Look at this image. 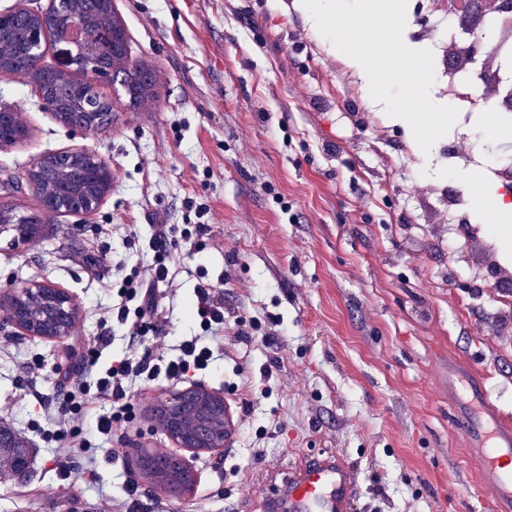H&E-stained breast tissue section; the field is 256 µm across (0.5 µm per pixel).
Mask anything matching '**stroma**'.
<instances>
[{
    "instance_id": "stroma-1",
    "label": "stroma",
    "mask_w": 512,
    "mask_h": 512,
    "mask_svg": "<svg viewBox=\"0 0 512 512\" xmlns=\"http://www.w3.org/2000/svg\"><path fill=\"white\" fill-rule=\"evenodd\" d=\"M112 2L136 58L161 75L156 105L128 111L120 84L101 85L115 120L86 134L59 124L23 77H0V105L32 132L0 148V188L16 203L32 204L25 172L50 150H86L113 175L91 219L49 216L26 243L0 231V293L51 284L78 309L64 339L26 335L0 315V424L33 450L27 472L0 473V512H102L109 497L121 512H288L272 501L292 466L327 454L355 474L352 512H491L476 443L448 416L466 406V376L512 416V333L493 273L463 257L493 218L451 241L418 204L434 187L461 189L470 115L421 156L296 0ZM159 222L209 227L195 254L172 249L173 285L158 296L177 341L200 331L195 287H221L229 344L201 382L228 398L236 435L223 464L196 460L192 492L159 491L130 457L178 451L154 418L176 388L161 380L135 388L131 418L106 442L117 459L92 478L76 468L60 487L35 396L78 380L99 337L100 368L125 352L112 304L132 267L151 261ZM240 317L255 325L243 343ZM129 475L135 502L121 491Z\"/></svg>"
}]
</instances>
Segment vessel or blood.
<instances>
[{
	"label": "vessel or blood",
	"instance_id": "1",
	"mask_svg": "<svg viewBox=\"0 0 512 512\" xmlns=\"http://www.w3.org/2000/svg\"><path fill=\"white\" fill-rule=\"evenodd\" d=\"M453 430L479 442L484 483L496 499L512 501V423L503 414L485 419L466 412L452 415ZM357 482L341 460L328 456L311 464H297L288 476L290 512H351Z\"/></svg>",
	"mask_w": 512,
	"mask_h": 512
}]
</instances>
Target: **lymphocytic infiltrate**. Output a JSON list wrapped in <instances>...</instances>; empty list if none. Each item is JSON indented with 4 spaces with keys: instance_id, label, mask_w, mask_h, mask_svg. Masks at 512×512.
Here are the masks:
<instances>
[{
    "instance_id": "obj_1",
    "label": "lymphocytic infiltrate",
    "mask_w": 512,
    "mask_h": 512,
    "mask_svg": "<svg viewBox=\"0 0 512 512\" xmlns=\"http://www.w3.org/2000/svg\"><path fill=\"white\" fill-rule=\"evenodd\" d=\"M192 236L188 229L177 232L172 225H158L149 241L151 262L135 266L117 290L116 318L126 327L137 348L136 354L113 360L110 367L100 372L96 369L100 352L89 348L79 365L82 372H96L94 386L83 385L76 390L61 387L56 402L45 406L44 412L54 418L55 426L45 430L44 435L67 456L66 461L53 463L61 480H68L71 474L70 459L80 458L89 465L101 456L112 459V452H100L91 439H108L129 418L134 385L162 379L182 383L198 378L223 355L224 347L217 333L224 327V294L209 283L199 284L195 290L193 314L199 322L200 335L181 341L175 356L166 353L167 319L159 308L157 288L170 280V248L178 240L191 242ZM101 398L111 401V412L89 420L88 406Z\"/></svg>"
}]
</instances>
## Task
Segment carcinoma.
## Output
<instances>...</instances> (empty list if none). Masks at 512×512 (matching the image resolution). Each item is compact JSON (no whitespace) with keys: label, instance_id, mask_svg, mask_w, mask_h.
Here are the masks:
<instances>
[{"label":"carcinoma","instance_id":"obj_1","mask_svg":"<svg viewBox=\"0 0 512 512\" xmlns=\"http://www.w3.org/2000/svg\"><path fill=\"white\" fill-rule=\"evenodd\" d=\"M71 12L81 19L87 35L82 45L86 55L99 54V36L102 32L115 30L125 34L119 24V16L112 8V0H72ZM25 22L22 25L0 27V76L22 74L38 94L51 103V111L62 123L68 124L75 117L88 126L98 123V115L86 110L83 98L76 88L83 84L72 73L51 68L45 64L28 61L26 44L28 31L43 28L50 36L57 35L56 27L62 20L48 15V9L24 10ZM106 63L122 77V85L127 99L128 109L137 112L151 106L158 98V76L154 68L135 59L131 55L128 39L120 43L105 57ZM30 136L28 125L15 115L13 124L5 130L4 143L13 146ZM27 179L34 188L35 205L43 201L65 200L72 196H82L89 201L104 196L111 183V173L101 167H88L87 155L83 152L71 154L69 163L61 165L56 157H42L29 170ZM21 219L18 208L9 201L0 202V227L17 225ZM29 223L21 230L24 240H33L41 236L45 227V216L30 214ZM56 293L45 287L38 294L27 293L20 301L30 309L31 322L41 329L45 323L40 320V309L53 302ZM5 457L11 467L19 472L20 457H30L29 448L18 445L14 448H1L0 457ZM146 474L166 484L173 491L178 490L181 474L168 456L157 457L150 461Z\"/></svg>","mask_w":512,"mask_h":512}]
</instances>
